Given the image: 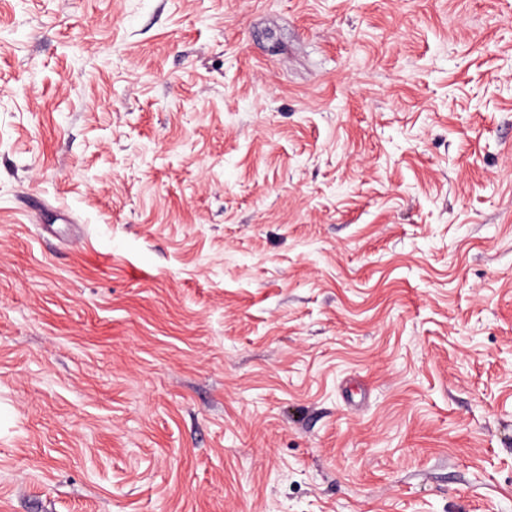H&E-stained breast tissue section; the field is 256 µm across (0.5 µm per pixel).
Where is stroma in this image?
<instances>
[{
  "mask_svg": "<svg viewBox=\"0 0 512 512\" xmlns=\"http://www.w3.org/2000/svg\"><path fill=\"white\" fill-rule=\"evenodd\" d=\"M0 512H512V0H0Z\"/></svg>",
  "mask_w": 512,
  "mask_h": 512,
  "instance_id": "1",
  "label": "stroma"
}]
</instances>
